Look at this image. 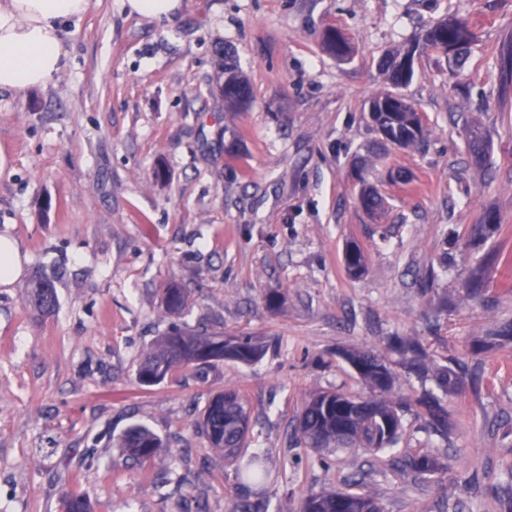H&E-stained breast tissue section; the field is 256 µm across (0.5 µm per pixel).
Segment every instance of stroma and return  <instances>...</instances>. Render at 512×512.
<instances>
[{
  "instance_id": "35a3bbf8",
  "label": "stroma",
  "mask_w": 512,
  "mask_h": 512,
  "mask_svg": "<svg viewBox=\"0 0 512 512\" xmlns=\"http://www.w3.org/2000/svg\"><path fill=\"white\" fill-rule=\"evenodd\" d=\"M467 17L475 42L461 79L442 53L417 47L425 28ZM336 28L352 54L327 53ZM66 65L43 88L0 91V235L21 268L0 284V512H63L76 491L97 512H207L248 499L299 512L313 493L354 488L382 512H512V264L471 272L512 250V85L499 59L512 45V0H185L171 22L90 0L62 34ZM416 46L403 91L423 117L421 143H386L368 117L387 84L380 64ZM231 49L253 89L225 111L216 52ZM479 130L487 163L471 165ZM385 199L367 213L363 184ZM494 217L495 229L474 225ZM358 245L363 275L345 252ZM51 280L56 310L39 315L27 286ZM189 296L191 326L249 336L263 356L182 365L139 386L142 354L168 329L162 290ZM414 337L433 364L469 376L455 394L419 376L389 346ZM380 353L396 384L399 449L443 465L421 478L347 449L298 443L305 401L368 392L346 351ZM237 389L250 408L243 455L272 474L244 487L238 462L198 426L208 400ZM447 407L439 426L418 406ZM141 424L160 457L125 461L117 439ZM512 261V255L509 251H501L498 254H494L488 261L487 266H482L474 270L467 282V290L470 295L476 296L479 295L486 282V273L489 265L503 263H509Z\"/></svg>"
}]
</instances>
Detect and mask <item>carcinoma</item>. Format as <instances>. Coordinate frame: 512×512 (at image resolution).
Instances as JSON below:
<instances>
[{
  "label": "carcinoma",
  "mask_w": 512,
  "mask_h": 512,
  "mask_svg": "<svg viewBox=\"0 0 512 512\" xmlns=\"http://www.w3.org/2000/svg\"><path fill=\"white\" fill-rule=\"evenodd\" d=\"M473 39L468 19L451 15L431 25L424 36V44L436 51L448 47L457 48L456 69L451 78L461 74L465 55ZM325 49L339 59L346 58L350 47L346 38L335 29L323 34ZM412 49L396 52L386 57L381 67L391 86L389 90L377 93L369 106V118L387 141L403 148L419 143L423 134V124L419 112L399 93L414 78V70H408L404 61ZM222 65L219 77L221 97L224 98V111L242 112L254 102L251 86L237 61L229 52L218 51ZM469 153L472 163L480 167L485 160L484 139L475 131L470 133ZM361 207L374 213L383 207V199L369 187L359 195ZM487 265L474 270L467 282L470 295L480 294L486 282ZM31 302L34 308L49 314L56 307L57 297L54 286L47 279L34 280L29 285ZM187 304L183 289L173 284L164 289L162 306L174 318L181 316ZM220 333L206 328L181 326L173 322L170 330L162 336L141 359L136 379L141 386L160 384L168 372L177 365L212 363L210 355L203 353L204 347L217 341ZM262 347L253 343L248 336L241 338L238 348L222 352L216 360L232 359L251 363L261 357ZM348 361L357 368L362 381L369 388V395H350L326 392L311 396L304 404L299 422L302 442L308 448L339 449L361 448L376 455L385 448L397 444L401 429V419L392 399L394 378L387 366L375 354L367 350H353L347 355ZM439 381L445 391L454 393L465 385L455 373L448 370L439 372ZM250 415V409L235 390L224 391V398L208 401L199 421L208 440L222 451L234 456L247 444L250 429L238 426L239 418ZM122 456L133 462H145L158 456L164 448L160 436L142 425H134L125 431L118 440ZM391 464L420 476H431L441 469L439 459L429 453L401 451L391 457ZM245 484L263 486L269 471L264 458L259 454L250 457L239 474ZM64 512H96L97 504L83 493L67 491L63 495ZM376 505L370 497L342 488H331L311 495L303 502L301 512H351L354 507Z\"/></svg>",
  "instance_id": "obj_1"
}]
</instances>
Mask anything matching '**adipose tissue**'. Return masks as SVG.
I'll list each match as a JSON object with an SVG mask.
<instances>
[{"label": "adipose tissue", "mask_w": 512, "mask_h": 512, "mask_svg": "<svg viewBox=\"0 0 512 512\" xmlns=\"http://www.w3.org/2000/svg\"><path fill=\"white\" fill-rule=\"evenodd\" d=\"M89 0H0V90L45 86L65 66L62 27Z\"/></svg>", "instance_id": "ef3b65f1"}]
</instances>
